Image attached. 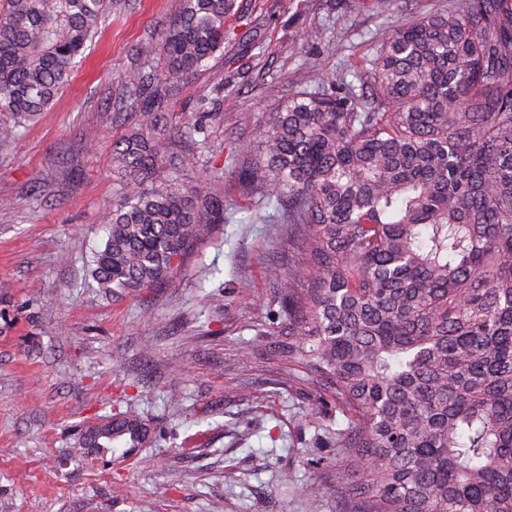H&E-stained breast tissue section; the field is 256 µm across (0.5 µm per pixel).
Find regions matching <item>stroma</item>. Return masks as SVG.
Wrapping results in <instances>:
<instances>
[{
	"label": "stroma",
	"mask_w": 512,
	"mask_h": 512,
	"mask_svg": "<svg viewBox=\"0 0 512 512\" xmlns=\"http://www.w3.org/2000/svg\"><path fill=\"white\" fill-rule=\"evenodd\" d=\"M223 58L175 103L224 84L214 154H241L265 112L353 75L379 32L441 0L381 10L345 0H238ZM181 0L113 8L90 53L48 112L0 145V512H307L306 488L339 463L348 419L304 369L270 349L285 316L268 265H298L287 231L262 221L235 166L224 172L225 222L188 251L171 282L105 301L85 260L107 238L112 201V89L138 65V45ZM308 30L323 34L306 43ZM152 352H145V345ZM178 403H171V393ZM132 410L154 429L121 461H81L79 431Z\"/></svg>",
	"instance_id": "obj_1"
}]
</instances>
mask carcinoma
Returning a JSON list of instances; mask_svg holds the SVG:
<instances>
[{
	"mask_svg": "<svg viewBox=\"0 0 512 512\" xmlns=\"http://www.w3.org/2000/svg\"><path fill=\"white\" fill-rule=\"evenodd\" d=\"M111 11L7 0L0 144L51 107ZM236 13V0H182L116 86L133 123L112 146L117 190L88 270L107 299L170 282L224 223V168L173 105L224 55ZM356 78L266 113L242 169L306 254L286 274L267 267L287 317L273 346L349 416L336 512H512V0H452L387 28ZM223 102L218 84L199 110L222 119ZM152 438L118 412L78 447L126 458Z\"/></svg>",
	"mask_w": 512,
	"mask_h": 512,
	"instance_id": "obj_1",
	"label": "carcinoma"
}]
</instances>
